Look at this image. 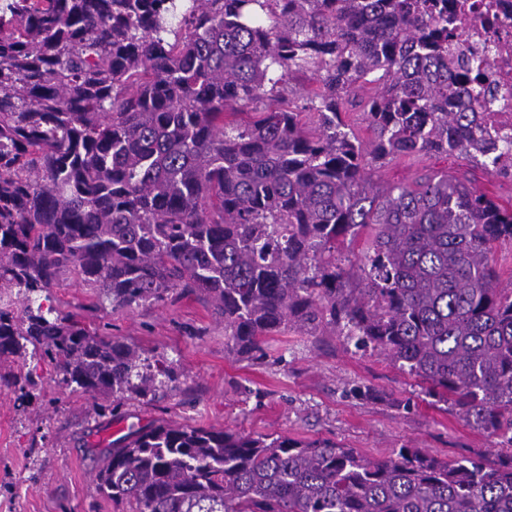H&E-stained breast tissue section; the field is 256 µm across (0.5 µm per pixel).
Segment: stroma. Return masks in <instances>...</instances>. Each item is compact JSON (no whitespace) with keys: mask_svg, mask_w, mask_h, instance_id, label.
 <instances>
[{"mask_svg":"<svg viewBox=\"0 0 512 512\" xmlns=\"http://www.w3.org/2000/svg\"><path fill=\"white\" fill-rule=\"evenodd\" d=\"M427 170L512 201V176H489L458 153L381 162L372 177L383 185L411 183ZM48 304L91 329L111 324L139 353L168 365L172 378L155 396L128 394L116 404L66 386L62 373L38 357L0 358V512H130L99 491L96 473L112 441L150 424L328 439L371 460L404 445L442 460H493L503 452L495 437L467 425L384 354L356 350L341 330L289 328L266 339L262 357L242 359L196 296L116 312L66 276ZM25 372L36 385L23 398L9 380Z\"/></svg>","mask_w":512,"mask_h":512,"instance_id":"stroma-1","label":"stroma"}]
</instances>
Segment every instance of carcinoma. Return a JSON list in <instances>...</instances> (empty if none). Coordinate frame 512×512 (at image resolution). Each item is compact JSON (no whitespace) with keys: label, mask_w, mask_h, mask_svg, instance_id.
Wrapping results in <instances>:
<instances>
[{"label":"carcinoma","mask_w":512,"mask_h":512,"mask_svg":"<svg viewBox=\"0 0 512 512\" xmlns=\"http://www.w3.org/2000/svg\"><path fill=\"white\" fill-rule=\"evenodd\" d=\"M182 2L0 0V357L30 343L70 387L145 397L168 366L36 295L74 274L114 311L203 296L239 357L341 323L512 449V288L494 267L512 203L446 172L368 175L456 152L512 174L483 79L451 61L448 0ZM304 71L303 106L253 109ZM362 81L380 86L369 144L344 117ZM363 235L354 286L336 246ZM97 481L133 512H512V452L370 460L168 423L112 443Z\"/></svg>","instance_id":"cac0c4a2"}]
</instances>
